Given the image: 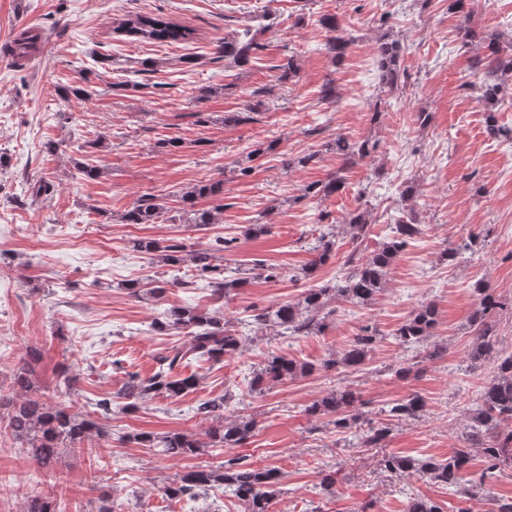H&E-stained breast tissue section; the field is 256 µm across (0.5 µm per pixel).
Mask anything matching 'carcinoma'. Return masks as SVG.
<instances>
[{
  "mask_svg": "<svg viewBox=\"0 0 512 512\" xmlns=\"http://www.w3.org/2000/svg\"><path fill=\"white\" fill-rule=\"evenodd\" d=\"M327 31L324 51L331 60L339 63L348 53L352 40L343 31L334 14L320 19ZM123 33L146 40L152 44L168 45L188 43L194 39L195 30L177 24L160 16L138 15L124 23ZM38 35L27 37L20 35L6 44L3 53L15 60L23 59L35 48ZM263 49V45L248 37V33L224 36L217 42V58H230L238 64H245ZM380 82L390 90L397 89L404 71L401 70V57L404 48L396 40L383 38L375 47ZM472 69L483 78V97L493 101L501 92L502 80L512 74V41L502 46L490 42L485 50L477 53L471 60ZM328 147L340 156L343 168L355 164L371 155L375 145L367 142L351 141L338 135ZM345 177L336 173V177L323 184L321 188L310 185L308 193L322 192L328 196L344 188ZM224 180L200 182L176 195L178 219L186 224L206 226L212 224L216 212L224 205L212 209L198 207L199 201L217 197L223 193ZM171 212L164 198L154 194H143L133 202L122 215L126 224H155ZM369 224L366 212L355 213L348 221V233L353 250L349 262L354 264L353 271L345 276L309 288L296 302L280 303L275 307L252 309L251 324L258 330L279 329L284 334L308 336L322 332L327 326L329 313L325 312L331 300H343L356 305H365L383 290L388 270L398 255L406 249L414 237L421 234L420 225L411 215L401 216L392 227V236L380 244L369 255H364L361 246L368 236ZM235 238L222 240L219 248L185 252V246L178 242L166 243L153 238H139L133 241V250L153 255L161 262L174 266L186 260L190 261L199 276L209 280L212 294L224 299L243 287L246 279L224 275V265L217 262L216 252L228 251ZM336 250V235L332 232L321 234L311 247V259L306 272L311 273L325 265ZM480 294L478 308L471 316L473 340L469 345L467 357L474 363L495 359V374L481 390L478 404L469 418L467 440L469 448L480 449L486 463L482 478L492 475L503 464L512 465V354L503 356L497 347V335L490 314L500 306L499 299L485 289ZM438 324V313L430 303L419 306L395 330L394 336L406 347L422 348L423 359L431 361L444 355L446 348L440 345L429 346L427 342L434 336ZM158 331L182 330L189 337L188 348L176 351L171 357L160 360L154 373L141 378L130 376L120 397L128 400L127 406L135 408L149 397L165 395L178 398L192 391L198 384L194 374L180 376L173 374L187 356L204 358L212 362H221L226 357L242 351L243 337L226 326L224 319L211 316L193 309L175 308L164 321L154 324ZM377 340L376 331L369 327L361 329L348 348L340 356L324 363L327 369L338 374L349 375L362 371L366 357ZM311 367L299 363L284 355L268 356L259 372L250 383V388L258 389L265 383L281 382L289 377L310 372ZM31 363H25L18 371L15 383L21 391L17 397L0 394V411H5L9 427L23 451L42 469L52 471L60 460V450L66 447L72 451L91 436L103 435L102 429L92 420L72 413L64 407L49 404L33 397L34 386L31 380ZM359 402L357 393L351 389L336 390L307 408L311 416L332 414L333 425L345 429L356 419L352 409ZM425 401L418 395L399 399L388 410V416L395 420H414L420 416ZM196 413L211 421L205 438L181 432H169L163 435L138 433L133 436L136 443L145 448H153L159 454L180 458L198 454L204 448H237L247 443L253 436L255 420L251 417H239L233 420L224 418V399H209L196 406ZM389 427L381 424L363 431L358 439L361 448H373L388 435ZM468 448L455 449L448 458L428 457L414 461L405 456L386 455L379 459L380 469L390 475H402L412 469L426 475L432 482L444 485H459L465 494L473 491L462 486L463 469L468 462ZM280 477L272 469L255 467L242 457L224 461L216 468L190 470L162 487L164 495L171 499H195L214 486L224 487L242 505L244 512H272L273 501L281 493ZM24 512H59L56 500L35 495L31 497Z\"/></svg>",
  "mask_w": 512,
  "mask_h": 512,
  "instance_id": "obj_1",
  "label": "carcinoma"
}]
</instances>
